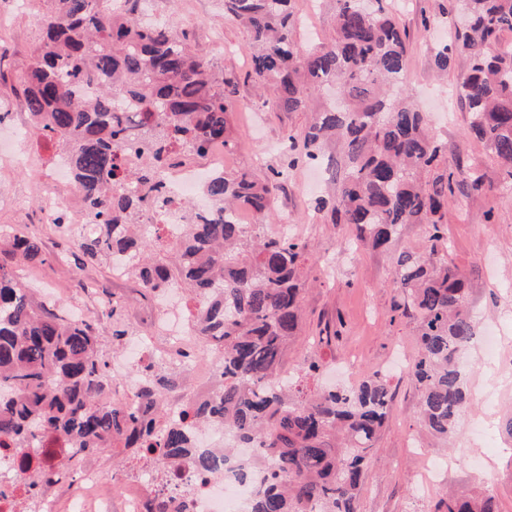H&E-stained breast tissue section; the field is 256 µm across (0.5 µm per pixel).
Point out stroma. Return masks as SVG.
<instances>
[{"label":"stroma","mask_w":512,"mask_h":512,"mask_svg":"<svg viewBox=\"0 0 512 512\" xmlns=\"http://www.w3.org/2000/svg\"><path fill=\"white\" fill-rule=\"evenodd\" d=\"M154 6L174 32L188 33L193 48L211 55L214 73L225 79L235 169L260 177L272 167L288 170V181L274 199V214L262 226L266 233L282 224L294 226L296 236L309 244L302 260L303 315L285 355L286 368L317 361L320 375L308 382L311 390L323 383L355 382L375 371L389 384V414L375 442L359 512H435L449 491H483L493 496L498 512H512V432L506 426L512 418V364L500 374L489 373L481 344H474L465 359L466 417L439 467L429 477L421 475L432 440L420 428L419 397L408 372L391 367L395 357L410 363L417 355L414 328L403 313L405 299L392 279L401 254L428 252L426 226L400 225L385 248L375 249L357 239L352 225L327 223L314 205L338 191L339 178L325 175L321 187L311 188L305 166L289 167L284 153L270 151L287 135L300 134L310 115L270 111L266 88L250 75L248 32L225 16L224 0H155ZM453 6L454 0H392L390 8L407 34L401 92L426 112L433 135L446 143L448 168L475 169L485 176L482 198L470 195L466 185L456 186L438 250L470 280L469 310L479 330L502 325L503 352L512 357V192L501 190L500 167L470 133V114L457 95L468 72L467 53L452 57L447 76H439L433 65L437 46L454 34ZM54 7V0H31L27 9L14 12L9 0H0V11L9 15L0 30V111L22 103L18 76L40 40L41 16ZM295 10L301 20L294 36L300 50L330 36L336 0H295ZM218 42L228 48L221 58L212 54ZM27 148L31 167L0 166V230L28 229L41 235L45 260L16 265L15 271L37 301L60 310L80 307L96 317L95 298L82 294L79 282L87 273L111 286L112 268L102 262L83 270L74 259H59L38 199L56 149L35 133ZM488 210L493 219L485 218Z\"/></svg>","instance_id":"obj_1"}]
</instances>
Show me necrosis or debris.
Instances as JSON below:
<instances>
[{"label": "necrosis or debris", "instance_id": "necrosis-or-debris-1", "mask_svg": "<svg viewBox=\"0 0 512 512\" xmlns=\"http://www.w3.org/2000/svg\"><path fill=\"white\" fill-rule=\"evenodd\" d=\"M229 149L223 141L209 143L203 153L180 147L174 152L161 192L147 193L139 215L140 223L159 233L167 247L178 248L186 234L181 221V205L193 199L196 211H211L212 205L202 192L211 176L226 172ZM54 185L42 202L47 223L62 225L63 236L75 239L79 234L96 230L95 219L87 216L71 198L70 157L58 151L50 176ZM180 291L175 287L162 290L156 298V315L140 324L136 335L125 337L123 349L113 361L115 381L104 395L106 403L137 404L144 384L143 372L150 364L147 337L157 328H164L161 340L163 363H176L190 378L167 396L165 404L171 418H181L189 404L214 394L217 371L224 358L223 348L203 343L195 322V310L176 304ZM197 449L225 456V448H233L225 467L205 473L190 469L177 461L162 467L144 465L135 475L119 482L120 494L109 491L110 476L96 462L80 461L57 483L55 490L31 497L25 471H45L57 467L78 450L56 434L42 436L35 447L16 454L13 449L0 448V512H147L148 501L157 495L178 492L183 512H249L256 488L265 471L258 461L257 448L238 447L237 441L223 423L192 427ZM256 462L252 480L243 481L236 475L238 461Z\"/></svg>", "mask_w": 512, "mask_h": 512}]
</instances>
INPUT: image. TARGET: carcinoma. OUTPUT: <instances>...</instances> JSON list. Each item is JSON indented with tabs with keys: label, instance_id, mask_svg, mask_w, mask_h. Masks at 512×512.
<instances>
[{
	"label": "carcinoma",
	"instance_id": "cac0c4a2",
	"mask_svg": "<svg viewBox=\"0 0 512 512\" xmlns=\"http://www.w3.org/2000/svg\"><path fill=\"white\" fill-rule=\"evenodd\" d=\"M55 0L42 19L43 37L21 78L26 109L45 139L68 148L73 185L99 230L73 242L85 266L121 260L156 292L177 281L198 301L202 335L224 347L219 393L170 420L162 399L178 386L175 374H147L141 396L153 404L103 402L107 362L94 325L73 322L37 302L12 268L0 261V441L30 448L53 432L93 454L122 448L135 459L177 460L198 471L219 465L199 455L189 424L224 421L239 445L264 449L267 473L253 512H358V496L388 417L391 393L383 377L366 373L355 384L294 397L279 380L288 341L302 311L301 258L306 245L279 234L258 239L231 220L245 209L270 212L285 169L263 180L246 173L217 174L207 192L224 217L184 210L188 234L173 257L150 253L160 237L133 224L143 195L137 183L160 186L156 175L171 151L200 152L210 142L232 144L224 81L186 39L161 23L140 19V0ZM334 35L306 53L296 46L299 18L293 0H224V13L249 33L253 78L270 87L276 110L312 112L300 136H288V167L316 163L321 147L340 140L346 166L338 193L318 210L332 224H352L357 238L378 248L401 224L428 225L429 256L397 261L394 284L418 321L417 357L410 374L420 395V423L446 441L465 407L463 358L475 337L468 285L457 267L438 256L440 213L453 193L454 172L443 166L447 145L432 137L415 105L388 99L406 67V33L384 0H336ZM457 39L469 50L460 96L471 112L470 130L500 164L512 187V0H459ZM86 85L99 88L86 100ZM143 108L130 125L117 107ZM127 141L150 148L144 173L133 181L119 160ZM0 250L27 264L42 261L40 242L27 234L0 237ZM121 344L132 333L121 306L102 311ZM445 512H497L491 496H450Z\"/></svg>",
	"mask_w": 512,
	"mask_h": 512
}]
</instances>
